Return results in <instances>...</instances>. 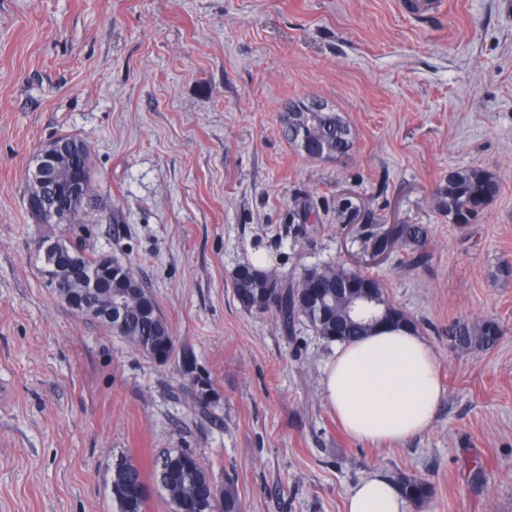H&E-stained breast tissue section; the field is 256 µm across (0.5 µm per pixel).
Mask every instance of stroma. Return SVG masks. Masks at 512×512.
I'll use <instances>...</instances> for the list:
<instances>
[{"label": "stroma", "mask_w": 512, "mask_h": 512, "mask_svg": "<svg viewBox=\"0 0 512 512\" xmlns=\"http://www.w3.org/2000/svg\"><path fill=\"white\" fill-rule=\"evenodd\" d=\"M447 2L418 22L402 0H0V512H112L113 457L148 476L166 448L233 480L244 512H346L374 471L428 483L407 512H512V0ZM313 99L349 123L348 157L288 143L285 110ZM63 135L91 150L86 247L151 288L168 362L47 284L27 173ZM467 167L501 190L462 229L434 196ZM395 224L423 225L425 264L365 252ZM262 259L292 280L335 264L384 283L437 355L427 431L345 433L322 391L335 344L233 294ZM486 319L493 348L450 341Z\"/></svg>", "instance_id": "obj_1"}]
</instances>
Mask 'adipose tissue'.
<instances>
[{
  "instance_id": "adipose-tissue-1",
  "label": "adipose tissue",
  "mask_w": 512,
  "mask_h": 512,
  "mask_svg": "<svg viewBox=\"0 0 512 512\" xmlns=\"http://www.w3.org/2000/svg\"><path fill=\"white\" fill-rule=\"evenodd\" d=\"M325 399L345 430L370 441H401L428 429L444 391L437 356L412 330L382 328L340 343L325 368ZM347 512H405L398 485L383 473L349 494Z\"/></svg>"
}]
</instances>
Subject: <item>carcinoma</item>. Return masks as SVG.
<instances>
[{
    "label": "carcinoma",
    "mask_w": 512,
    "mask_h": 512,
    "mask_svg": "<svg viewBox=\"0 0 512 512\" xmlns=\"http://www.w3.org/2000/svg\"><path fill=\"white\" fill-rule=\"evenodd\" d=\"M288 141L311 159H342L353 147L352 131L337 112H308L303 130L295 131L283 117ZM90 150L85 142L75 150L58 152L52 176L46 183L27 179L26 207L36 224H80L96 200L92 184ZM86 173L83 194L72 202L65 198L72 178ZM497 176L484 168L470 167L451 172L444 186L437 190L435 204L448 215V221L465 228L476 220L499 194ZM390 237L399 247L424 252L427 233L419 224H397L374 235L375 244ZM44 276L54 284V265L75 261L82 270H96L103 265L112 269L102 291H94L79 278L61 281L53 292L58 295L76 293L85 303L81 315L96 319L97 310L112 305L120 307L123 324L112 328L120 337L143 354L156 358L161 351L165 359L174 353V338L163 317L159 303L147 283L130 268L106 254L88 255L81 238L57 240L54 253H43ZM233 292L239 304L249 312H274L283 324L296 316L312 318L320 336L328 341H351L366 336L380 327L381 319L393 325L417 327L415 320L390 300L384 284L343 266H325L304 272L296 284L254 267H243L234 276ZM451 336L461 349L492 348L500 330L496 322L482 320L458 322ZM195 402L212 403L213 389L202 377L189 379ZM119 459L123 466H112L111 493L113 512H145L149 489L140 468L127 456ZM153 477L165 492L170 512H243V505L233 481L224 487L211 486V477L198 456L187 448H169L154 460ZM400 485L404 496L412 501L425 498L428 485L421 479L403 477Z\"/></svg>",
    "instance_id": "carcinoma-1"
}]
</instances>
